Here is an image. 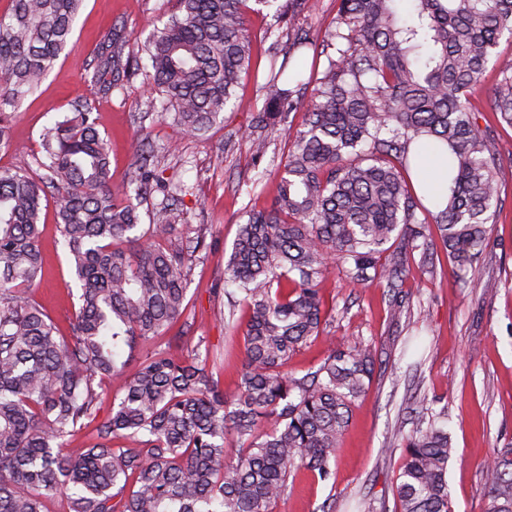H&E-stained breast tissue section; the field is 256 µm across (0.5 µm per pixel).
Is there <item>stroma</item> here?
<instances>
[{
    "label": "stroma",
    "mask_w": 512,
    "mask_h": 512,
    "mask_svg": "<svg viewBox=\"0 0 512 512\" xmlns=\"http://www.w3.org/2000/svg\"><path fill=\"white\" fill-rule=\"evenodd\" d=\"M310 7L287 22L274 10L253 5L246 29L253 48L251 75L237 88L222 118L205 137L194 138L164 119L155 107L158 96L144 76L107 99L91 88L85 61L111 31L125 25L132 39L144 43L154 27L162 26L176 0H84L71 39L38 89L14 112L11 142L0 149V169L37 170L44 159L41 132L76 100L90 102L110 154L112 182L125 185L141 135L159 158L157 171L169 185L180 213L177 229L206 225L210 250L203 252L188 281L189 318L177 321L163 335L172 355H190L198 339L217 354V369L225 394L234 393L242 370L244 309L236 325H228L223 299L224 266L237 226L246 212L269 209L277 194L280 162L303 128L304 113L280 114L263 130L268 142L263 157H254L244 129L266 108L256 82L271 57L285 46L280 34L288 25L323 36L336 19V0H308ZM498 75L487 69L471 92L480 109L479 127L489 129L504 163L512 162V127L484 111ZM176 142L180 151L166 155ZM501 205L491 224L484 264L456 275L442 247L427 262L412 260L400 290L409 303L411 320L392 321L390 291L385 282L365 287L349 283L341 272L320 285L327 309L324 335L302 348L285 367L304 375L326 357L330 340L363 342L376 351V370L366 394L353 406L350 425L336 452V481L328 486L300 470L290 476L288 489L275 512H318L331 501L335 512H394L396 477L401 465L400 437L409 433L413 410L421 399L448 409V433L454 451L448 464V496L453 512H486L485 471L495 451L512 443V178L503 185ZM53 208L43 212L41 250L44 274L32 297L61 328H68L78 307L77 286L59 243ZM497 281L496 291L483 289Z\"/></svg>",
    "instance_id": "obj_1"
}]
</instances>
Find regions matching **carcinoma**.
Returning a JSON list of instances; mask_svg holds the SVG:
<instances>
[{"instance_id":"obj_1","label":"carcinoma","mask_w":512,"mask_h":512,"mask_svg":"<svg viewBox=\"0 0 512 512\" xmlns=\"http://www.w3.org/2000/svg\"><path fill=\"white\" fill-rule=\"evenodd\" d=\"M9 2L0 15V147L16 104L53 69L83 4ZM249 2L177 0L141 48V68L125 26H114L88 63L95 94L111 96L141 69L163 98V116L204 135L251 68ZM255 3L278 5L291 22L308 0ZM336 3L321 40L319 100L307 104L305 128L281 163L272 208L246 213L224 266L247 312L244 367L230 398L204 338L190 359L155 347L92 442L64 451L63 439L96 419L102 382L124 375L138 344L185 315L205 234L173 237L168 204L141 227L143 195L166 192L145 156L148 137L128 186L113 190L108 145L87 105L45 129L46 173L0 170V512H46L57 494L68 512H274L294 470L330 483L375 361L371 346L340 343L316 370L282 372L323 331L321 281L339 266L356 284L401 287L414 252L431 246L432 224L452 267L481 261L512 167L480 131L467 93L493 65L498 82L486 111L512 126V59L497 53L500 39L512 38V0H412L404 18L395 0ZM282 74L271 61L267 111L254 127L304 104L302 63L288 83ZM252 128L245 134L260 157L266 141ZM426 152L448 154L447 187L429 207L415 189L426 179ZM48 200L78 286L69 335L30 295L43 274ZM418 414L402 440L396 512H451L447 410L422 400ZM485 485L488 512H512V446L486 468Z\"/></svg>"}]
</instances>
